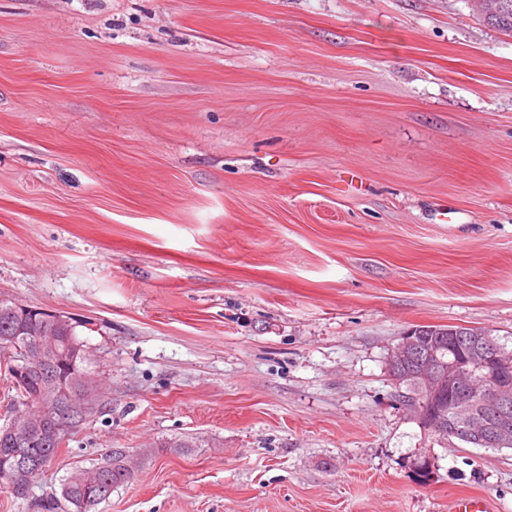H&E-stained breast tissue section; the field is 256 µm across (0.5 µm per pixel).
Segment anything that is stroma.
<instances>
[{"instance_id":"stroma-1","label":"stroma","mask_w":512,"mask_h":512,"mask_svg":"<svg viewBox=\"0 0 512 512\" xmlns=\"http://www.w3.org/2000/svg\"><path fill=\"white\" fill-rule=\"evenodd\" d=\"M76 321L98 407L0 512H512L419 423L418 325L512 350V34L475 0H0V299ZM134 479V471L128 465L127 456L122 451L110 450L104 454L101 461L84 469H79L74 475L61 483L59 496L53 494L42 508L48 512H91L92 509L107 498H95V488L90 485L93 482H101L104 485L117 488L128 484ZM88 482V484H86ZM109 483V484H108ZM86 498L83 509L74 511Z\"/></svg>"}]
</instances>
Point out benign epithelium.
<instances>
[{
  "label": "benign epithelium",
  "mask_w": 512,
  "mask_h": 512,
  "mask_svg": "<svg viewBox=\"0 0 512 512\" xmlns=\"http://www.w3.org/2000/svg\"><path fill=\"white\" fill-rule=\"evenodd\" d=\"M17 310L30 336L29 347L13 358L14 383H29L37 361L54 360L59 365L16 407L11 423L0 429L1 438L34 447L63 437L74 418L90 406L93 388L88 381L80 393L73 386L81 346L73 344L65 356L59 350V337L53 335L59 329H71V322L31 306L19 305ZM448 349L453 357L444 361L434 351L422 350L415 337L407 333L400 337L390 352V375L399 387L408 380L415 383L424 396L418 403L406 393L404 402L433 434L497 449L511 446L512 357L499 352L483 334L450 336ZM27 470L28 463L17 457L5 467L13 491L24 492Z\"/></svg>",
  "instance_id": "7a95c632"
}]
</instances>
